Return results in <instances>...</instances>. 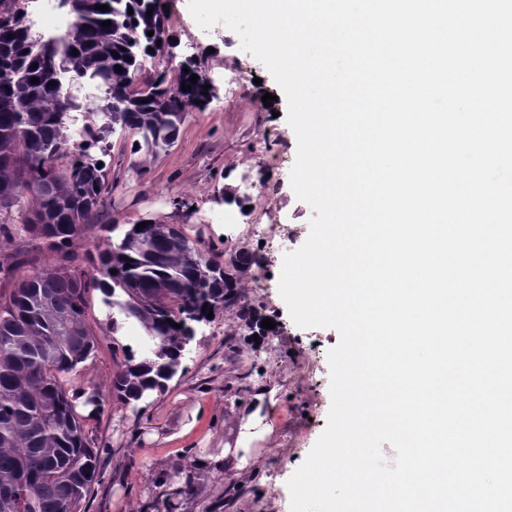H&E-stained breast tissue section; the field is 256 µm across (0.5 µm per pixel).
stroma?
<instances>
[{
    "label": "stroma",
    "instance_id": "35a3bbf8",
    "mask_svg": "<svg viewBox=\"0 0 512 512\" xmlns=\"http://www.w3.org/2000/svg\"><path fill=\"white\" fill-rule=\"evenodd\" d=\"M171 48L148 63L169 83L178 66L197 63L211 80L214 96L187 114L175 143L157 155L132 153L133 136L116 129L105 171L111 191L100 208L97 228L74 244L96 254L109 226L152 218L179 225L216 260L241 246L266 254L262 268L245 280L244 295L259 315L276 324L274 334L251 337L234 314L217 313L203 323L165 389L125 404L107 390L124 355L106 332V308L90 293L85 322L97 344L79 366L81 381L106 391L104 408L87 418L85 430L99 452L102 477L89 496V512H291L288 480L303 464L327 426L331 407L328 353L340 335L331 327L302 328L291 318L278 289L258 280H279L283 259L309 235L311 207L291 186L290 169L279 157L297 155V138L287 121L285 95L268 69L242 50L239 36L217 25L202 30L188 0H167ZM216 52H207V45ZM246 72V99L231 94V83ZM274 102L264 104V94ZM276 388L274 405L264 406L275 428L244 474L220 461L224 444L234 443L241 415L255 393ZM209 466H199L200 458ZM167 475L174 488L161 486Z\"/></svg>",
    "mask_w": 512,
    "mask_h": 512
}]
</instances>
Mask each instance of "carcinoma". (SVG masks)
Segmentation results:
<instances>
[{"label": "carcinoma", "instance_id": "carcinoma-1", "mask_svg": "<svg viewBox=\"0 0 512 512\" xmlns=\"http://www.w3.org/2000/svg\"><path fill=\"white\" fill-rule=\"evenodd\" d=\"M164 3L70 0L73 32L44 40L31 32L19 0H0V69L14 75L0 84V210L28 195L24 230L54 253L51 265L22 275L34 259L0 249V283L13 285L0 294V512H81L101 479L76 401L84 396L97 411L103 394L72 377L95 347L84 319L91 292L136 324L147 346L139 360L126 346L112 376L111 391L125 404L175 375L194 323L207 319L204 307L235 314L253 335L271 333L245 301L243 281L258 263L245 246L220 263L176 225L151 219L139 231L126 229L95 259L72 250L95 226L108 190L105 168L97 167L102 159L91 150L108 155L107 138L120 127L139 136L133 152L154 156L174 144L187 113L213 96L211 88L202 94L208 80L192 65L181 67L199 76L193 85L183 71L173 86L163 73L145 76L147 63L168 45ZM184 83L191 89L182 90ZM86 84L104 96L80 101L75 89ZM74 112L83 113L87 135L72 146ZM68 149L72 160L60 169L56 160Z\"/></svg>", "mask_w": 512, "mask_h": 512}]
</instances>
